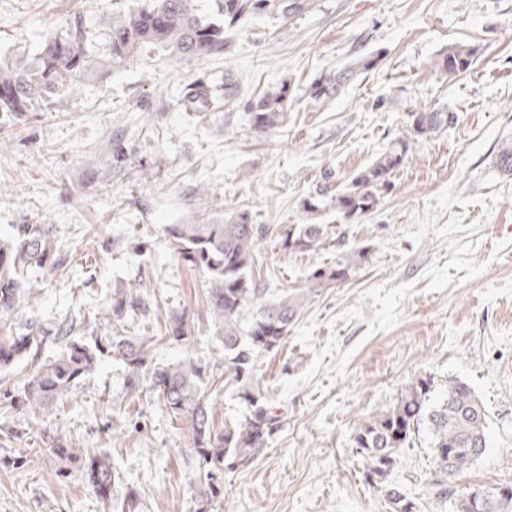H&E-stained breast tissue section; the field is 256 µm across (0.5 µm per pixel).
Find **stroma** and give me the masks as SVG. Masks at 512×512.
Here are the masks:
<instances>
[{
    "label": "stroma",
    "instance_id": "1",
    "mask_svg": "<svg viewBox=\"0 0 512 512\" xmlns=\"http://www.w3.org/2000/svg\"><path fill=\"white\" fill-rule=\"evenodd\" d=\"M81 14L104 31L112 0H0V54L35 48L60 19ZM229 53L176 68L155 53L82 81L78 95L19 127L0 128V234L39 220L54 225L63 264L31 269L36 307L22 305L12 328L31 317L67 316L86 339L103 334L96 313L115 283H139L158 307L145 328L157 335L170 311L202 307L199 277L179 263L165 227L184 222L189 187L221 192L225 209L246 208L272 234L255 279L267 295L302 288L311 271L352 247H369L350 277L322 289L288 339L255 364L282 422L251 468L223 476L213 512H387L363 480L354 430L388 408L405 385L430 380L439 400L452 379L468 382L489 411L488 448L452 482L457 493L512 485V175L496 157L512 143V0H311L288 19L254 17L230 34ZM475 47L472 68L449 78L432 62L449 45ZM375 65L321 110L308 106L319 75L362 56ZM232 76L244 96L288 81V119L270 139L255 136L244 109L201 120L176 110L180 85L199 74ZM451 108L456 125L412 141L409 160L380 208L355 224L335 213L320 248L291 255L277 245L284 225L302 221L303 197L346 186L387 150L415 105ZM124 132L133 157L113 170L110 136ZM158 179H139V166ZM204 361L224 375L213 327L201 323L192 348L158 341L154 357ZM119 361L102 359L64 405L42 420L0 412V512H107L81 477L58 481L37 454L38 424L88 451H108L133 485L142 512H196L198 470L183 423L155 392L131 397ZM427 432L402 449L393 483L422 503L431 496ZM27 450L26 463L11 459Z\"/></svg>",
    "mask_w": 512,
    "mask_h": 512
}]
</instances>
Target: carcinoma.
<instances>
[{
    "label": "carcinoma",
    "mask_w": 512,
    "mask_h": 512,
    "mask_svg": "<svg viewBox=\"0 0 512 512\" xmlns=\"http://www.w3.org/2000/svg\"><path fill=\"white\" fill-rule=\"evenodd\" d=\"M197 0H123L112 11L107 26L105 58L97 56L95 35L82 18L62 21L46 34L31 53L18 47L0 58V126H23L33 112H48L58 101L71 96L80 80L126 64L134 55L156 49L182 66L202 57L221 55L230 49L229 32L252 17L266 14L279 19L296 16L309 8L310 0H216L213 17L198 15ZM475 50L467 45L448 47L433 66L448 77L466 73ZM376 58L361 57L353 65L313 81L309 105L320 109L338 95L353 74L374 66ZM240 87L224 78V90L201 75L180 89L175 107L182 112L206 114L228 112L239 101ZM290 101L288 81L248 101L250 129L268 137L287 119ZM457 113L448 108L419 105L407 113L402 135L388 150L358 171L342 190L331 194L320 187L300 203L302 224H290L279 234V245L290 253L315 250L329 239L330 226L320 215L332 209L348 224L375 212L393 190L395 176L409 159L410 140L431 138L457 123ZM112 160L122 163L132 157L123 135L110 140ZM198 193L185 197L192 209L189 220L169 224L166 234L180 263L200 278L205 309L224 350V373L234 386L237 399L246 407L243 418L224 424L217 431L212 421V405L222 385L201 361L188 357L175 364L158 365L153 349L159 338L186 348L199 337L196 309L184 307L170 312L163 322L161 337L131 332L136 321L144 319L151 304L143 295L118 283L110 304L101 311L107 331L91 342L78 335L77 324L63 319L50 326L32 322L7 336H0V371H7L29 357H36L49 341H63L65 354L40 364L16 389L0 384V405L15 411L41 416L67 399L83 378L93 372L101 357L109 353L121 360L127 371L126 390L139 397L145 390L162 396L171 420L186 425L198 470L197 512H209L211 504L224 495L221 476L225 471L250 467L268 448V440L280 428V415L269 404L257 382V357L279 348L305 305L319 290L348 279L351 271L367 258L368 248L349 250L332 265L311 273L304 288L265 298L257 287L254 266L270 228L253 222L250 212L239 208L217 218L212 207H195ZM58 259L55 227L36 221L12 225L10 235L0 238V320L19 308L28 287L30 267L55 271ZM254 309L247 325L243 312ZM127 327L114 334L116 327ZM431 381L418 379L406 386L396 403L363 422L353 435V448L364 466V481L384 492L388 512H420L411 493L393 484L397 453L414 442L416 433L426 428L429 436L431 471L425 478L436 491V500H454V512H512V492L485 501L470 494L454 497L451 481L469 469L488 447V411L472 388L461 380L448 383V391L437 402L431 401ZM39 453L56 464V475H80L108 506L112 490L121 476L106 451L86 452L51 429L40 426ZM116 512H141L137 491L125 490L117 499Z\"/></svg>",
    "instance_id": "1"
}]
</instances>
